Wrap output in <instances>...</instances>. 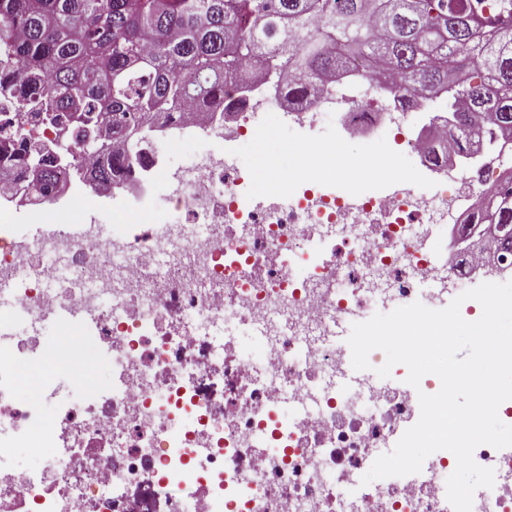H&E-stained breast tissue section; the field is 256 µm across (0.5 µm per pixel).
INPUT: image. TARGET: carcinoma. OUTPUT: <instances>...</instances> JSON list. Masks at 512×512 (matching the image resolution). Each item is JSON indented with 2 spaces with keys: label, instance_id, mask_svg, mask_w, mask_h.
I'll return each instance as SVG.
<instances>
[{
  "label": "carcinoma",
  "instance_id": "carcinoma-1",
  "mask_svg": "<svg viewBox=\"0 0 512 512\" xmlns=\"http://www.w3.org/2000/svg\"><path fill=\"white\" fill-rule=\"evenodd\" d=\"M0 96L73 112L63 148L92 153L99 186L130 162L123 134L187 101L224 108L228 89L270 83L301 102L355 63L375 88L447 96L457 138L478 127L512 138V0H0ZM37 169L25 196L64 187L39 145L18 157ZM512 236V207L490 219Z\"/></svg>",
  "mask_w": 512,
  "mask_h": 512
}]
</instances>
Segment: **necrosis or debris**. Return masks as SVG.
Here are the masks:
<instances>
[{
  "label": "necrosis or debris",
  "instance_id": "1",
  "mask_svg": "<svg viewBox=\"0 0 512 512\" xmlns=\"http://www.w3.org/2000/svg\"><path fill=\"white\" fill-rule=\"evenodd\" d=\"M279 105L256 85L226 97L223 112L173 115L163 132L197 146L192 169L173 175L146 139L115 183L124 221L109 230L64 226L39 244L21 241L12 208L26 177L0 184V279L15 282L33 325L0 340V512H448L456 460L444 450L415 480L362 484L420 407L373 373L355 394H338L346 359L330 334L352 312L411 304L425 282L445 280L448 267L423 248L434 224L453 218L456 238H474L477 202L512 189V174L491 160L418 191L392 188L380 169L342 193L260 196L221 144ZM333 109L352 135L374 133L411 166L445 172L427 153L431 140H447V116L430 115L416 133L392 130L374 98L340 85L291 115L312 129ZM4 121L20 147L31 131L53 136L41 113L15 101L0 108ZM172 181L177 223H140ZM64 308L74 316L62 327L90 367L111 364V382L72 401L50 378L16 399L15 364ZM35 441L47 449L41 462L16 466L18 449ZM473 457L495 483L472 512H512V456L481 445Z\"/></svg>",
  "mask_w": 512,
  "mask_h": 512
}]
</instances>
